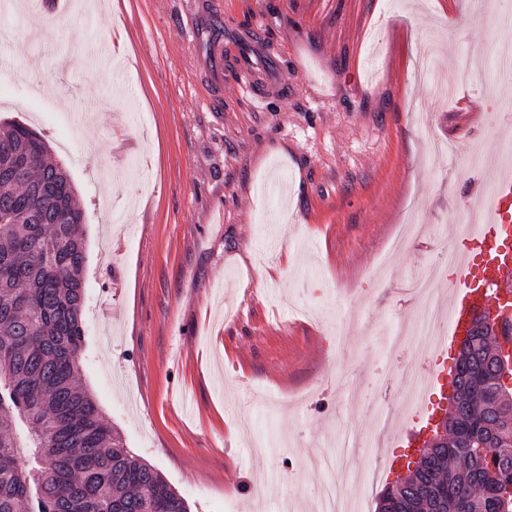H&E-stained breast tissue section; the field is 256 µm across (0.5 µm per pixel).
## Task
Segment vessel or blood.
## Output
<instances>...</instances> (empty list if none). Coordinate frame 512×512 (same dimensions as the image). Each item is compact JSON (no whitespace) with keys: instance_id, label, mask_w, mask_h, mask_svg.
Wrapping results in <instances>:
<instances>
[{"instance_id":"1","label":"vessel or blood","mask_w":512,"mask_h":512,"mask_svg":"<svg viewBox=\"0 0 512 512\" xmlns=\"http://www.w3.org/2000/svg\"><path fill=\"white\" fill-rule=\"evenodd\" d=\"M181 17L191 54L200 58L199 73L207 103L224 108V81L263 102L287 98V81L275 80L281 64L258 30L239 32L233 41L202 40L201 24H223L216 0H183ZM462 233L477 248L475 256L455 255L448 275V333L453 344L472 329L476 317L489 316L494 328L512 323V163L499 165L479 200V218Z\"/></svg>"}]
</instances>
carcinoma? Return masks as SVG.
<instances>
[{
  "instance_id": "1",
  "label": "carcinoma",
  "mask_w": 512,
  "mask_h": 512,
  "mask_svg": "<svg viewBox=\"0 0 512 512\" xmlns=\"http://www.w3.org/2000/svg\"><path fill=\"white\" fill-rule=\"evenodd\" d=\"M0 512H187L184 499L125 447L76 384L85 336L84 213L43 137L0 129ZM492 334L475 322L456 365L448 437L385 489L378 512H512L487 479L512 481V389L500 388ZM30 429L22 457L14 426Z\"/></svg>"
}]
</instances>
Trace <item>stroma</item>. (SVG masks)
I'll list each match as a JSON object with an SVG mask.
<instances>
[{"instance_id":"obj_1","label":"stroma","mask_w":512,"mask_h":512,"mask_svg":"<svg viewBox=\"0 0 512 512\" xmlns=\"http://www.w3.org/2000/svg\"><path fill=\"white\" fill-rule=\"evenodd\" d=\"M287 57L288 99L211 112L178 0L0 11V123L44 137L84 213L78 385L189 512H376L440 413L456 352L393 350L512 137V0H222ZM279 184V193L262 186ZM423 232L392 244L407 220ZM411 436L398 438L399 428Z\"/></svg>"}]
</instances>
